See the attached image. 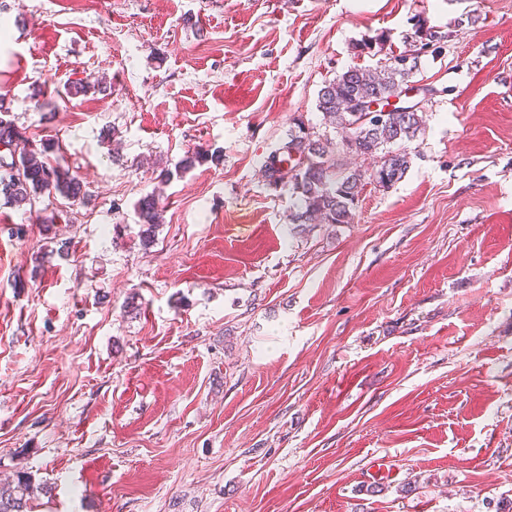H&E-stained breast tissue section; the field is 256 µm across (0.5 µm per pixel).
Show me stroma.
<instances>
[{"label": "stroma", "mask_w": 512, "mask_h": 512, "mask_svg": "<svg viewBox=\"0 0 512 512\" xmlns=\"http://www.w3.org/2000/svg\"><path fill=\"white\" fill-rule=\"evenodd\" d=\"M418 26L406 173L290 234L266 158L298 118L339 141L320 88ZM0 96L89 195L0 204V480L35 512H512V0H0ZM137 212L142 226L140 238L142 243L146 245L152 241V233L156 225L162 222L159 199L156 193L151 192L143 196L138 202Z\"/></svg>", "instance_id": "obj_1"}]
</instances>
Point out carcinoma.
I'll use <instances>...</instances> for the list:
<instances>
[{
	"label": "carcinoma",
	"mask_w": 512,
	"mask_h": 512,
	"mask_svg": "<svg viewBox=\"0 0 512 512\" xmlns=\"http://www.w3.org/2000/svg\"><path fill=\"white\" fill-rule=\"evenodd\" d=\"M444 35L423 29L415 30L410 43L437 46ZM405 53L388 58L380 68L353 67L325 83L317 96V110L325 123L341 134V144L350 153L378 157L373 171L340 167L333 143L321 139L306 130L303 122L288 133L283 147L299 155L293 160L289 153L281 161L290 163L288 180L282 186L288 188L297 199V209L291 223L300 227L306 224H348L358 196L365 183L373 182L380 187H389L402 179L408 168L406 152L393 149L414 140L424 130L423 112H390L374 121H364V113L348 111V104L355 98L388 97L398 93L406 85L418 59L405 64ZM5 100L0 98V145L9 151L11 161L0 159V198L6 205L23 207L33 205L44 196H60L72 202L82 201L86 192L80 180L50 163L49 155L58 145L50 140L40 141L34 149L27 147L28 137L7 118L9 109L3 108ZM142 230L143 244L152 241L156 225L162 222L159 199L151 192L143 196L137 205ZM34 496L31 478L25 474L16 481L0 486V512H32L30 505Z\"/></svg>",
	"instance_id": "obj_1"
}]
</instances>
